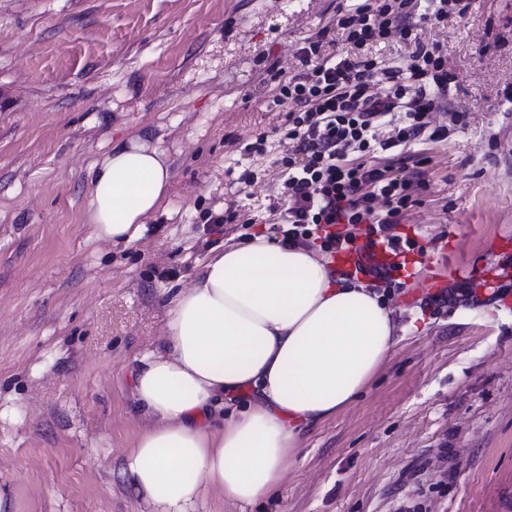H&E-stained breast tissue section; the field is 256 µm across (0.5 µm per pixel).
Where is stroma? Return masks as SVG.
Returning a JSON list of instances; mask_svg holds the SVG:
<instances>
[{"label": "stroma", "instance_id": "stroma-1", "mask_svg": "<svg viewBox=\"0 0 512 512\" xmlns=\"http://www.w3.org/2000/svg\"><path fill=\"white\" fill-rule=\"evenodd\" d=\"M340 0H0V489L10 512H150L120 474L143 423L137 358L169 301L222 247L278 236L288 109L274 76ZM466 127L387 153L419 166L395 225L424 253L384 289L398 341L363 392L308 429L280 486L199 512H512V292L430 307L482 283L512 239V0L426 28ZM265 135L263 153L248 152ZM142 136L170 163L132 245L93 238L89 168ZM233 210L236 222L210 231Z\"/></svg>", "mask_w": 512, "mask_h": 512}]
</instances>
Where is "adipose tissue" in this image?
Returning a JSON list of instances; mask_svg holds the SVG:
<instances>
[{"label":"adipose tissue","instance_id":"obj_1","mask_svg":"<svg viewBox=\"0 0 512 512\" xmlns=\"http://www.w3.org/2000/svg\"><path fill=\"white\" fill-rule=\"evenodd\" d=\"M169 181L157 146L114 144L89 171L95 239L139 240ZM396 329L376 289L337 278L315 249L265 236L223 248L174 293L159 345L134 368L144 426L124 480L152 512H195L212 489L254 503L280 485L304 431L380 370Z\"/></svg>","mask_w":512,"mask_h":512}]
</instances>
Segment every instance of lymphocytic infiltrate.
<instances>
[{
  "mask_svg": "<svg viewBox=\"0 0 512 512\" xmlns=\"http://www.w3.org/2000/svg\"><path fill=\"white\" fill-rule=\"evenodd\" d=\"M469 7V0H347L331 24L343 50L324 53L326 32L318 31L298 48L299 68L277 73L273 101L290 107L283 129L290 148L282 159L285 242L311 240L331 255L354 241L339 225L363 224L368 237L394 251L417 248L392 228L418 204L425 183L415 173H392L378 158L423 134L445 141L449 127L465 126L463 111L451 113L449 125L432 123L457 81L442 46L422 33ZM394 37L404 56L385 63L365 53V46ZM379 201L387 208L382 216L375 213Z\"/></svg>",
  "mask_w": 512,
  "mask_h": 512,
  "instance_id": "obj_1",
  "label": "lymphocytic infiltrate"
}]
</instances>
